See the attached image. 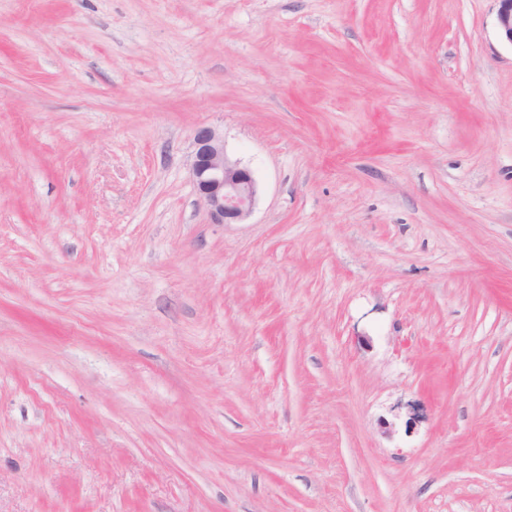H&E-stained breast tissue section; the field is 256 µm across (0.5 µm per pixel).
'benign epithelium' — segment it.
Segmentation results:
<instances>
[{
	"label": "benign epithelium",
	"mask_w": 512,
	"mask_h": 512,
	"mask_svg": "<svg viewBox=\"0 0 512 512\" xmlns=\"http://www.w3.org/2000/svg\"><path fill=\"white\" fill-rule=\"evenodd\" d=\"M496 31L512 46V0H496ZM189 173L200 203L213 224H241L251 214L258 193L252 171L224 152V136L201 126L193 133Z\"/></svg>",
	"instance_id": "7a95c632"
}]
</instances>
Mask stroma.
<instances>
[{
  "label": "stroma",
  "mask_w": 512,
  "mask_h": 512,
  "mask_svg": "<svg viewBox=\"0 0 512 512\" xmlns=\"http://www.w3.org/2000/svg\"><path fill=\"white\" fill-rule=\"evenodd\" d=\"M495 13L0 0V512H512ZM193 147L189 173L211 223L243 224L252 212L258 193L252 171L227 157L224 136L215 128H196Z\"/></svg>",
  "instance_id": "obj_1"
}]
</instances>
